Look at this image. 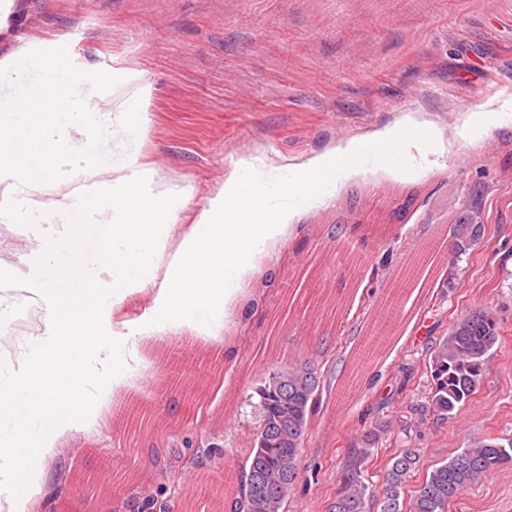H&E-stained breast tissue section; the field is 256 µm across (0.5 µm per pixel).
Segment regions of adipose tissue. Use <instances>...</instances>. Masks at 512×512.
<instances>
[{
	"instance_id": "1",
	"label": "adipose tissue",
	"mask_w": 512,
	"mask_h": 512,
	"mask_svg": "<svg viewBox=\"0 0 512 512\" xmlns=\"http://www.w3.org/2000/svg\"><path fill=\"white\" fill-rule=\"evenodd\" d=\"M23 10V0H0V42L11 45L0 54V118L28 122L31 94L51 92L54 119L40 134L62 151L43 178L0 160V223L66 225L83 250L98 252L101 260L73 275L76 253L50 237L28 261V291L44 311L42 331L29 339L30 353L50 370L77 358L83 382L66 392L65 404L49 394L34 411L29 365L0 367V386L13 392L8 416H0V512H36L46 484L44 470L22 473L17 468L18 456L10 447L20 434L19 423L40 436L41 452L49 459L73 432L103 426L106 400L128 386L132 366L141 360L140 341L163 339L177 326L208 342L221 340L247 277L294 224L330 207L362 175H379L397 185L422 181L429 168L415 164L416 153L428 141L441 147L447 143L445 126L427 113L410 112L393 126L364 134V142L375 149L370 161L337 166L345 153L338 145L287 166V179L269 180L262 193L250 188L255 166L243 155L226 173L223 191L208 200L178 245L164 234L142 238L138 221L143 212L167 224L177 219L181 207L180 197L155 193L157 173L140 162L148 127L127 118L146 111L150 83L131 69L121 94L100 81L74 84L71 67L52 69L41 61L55 53V45L15 38ZM58 181L69 185V192L43 203L41 193ZM158 276L163 284L156 288L152 282ZM144 291L150 292L151 305L140 322L116 321L114 313L126 297ZM86 293L95 329L66 338L61 301ZM19 482L29 490L22 501L15 495Z\"/></svg>"
}]
</instances>
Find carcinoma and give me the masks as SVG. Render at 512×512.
Here are the masks:
<instances>
[{
    "label": "carcinoma",
    "instance_id": "carcinoma-1",
    "mask_svg": "<svg viewBox=\"0 0 512 512\" xmlns=\"http://www.w3.org/2000/svg\"><path fill=\"white\" fill-rule=\"evenodd\" d=\"M484 230L480 224L453 225L448 263L478 243ZM501 339L500 323L487 309H471L454 319L448 336L428 353L426 411L445 420L465 408L480 389L486 363ZM324 385L319 362L307 358L276 367L255 388L260 424L248 451L249 470L224 478V495L234 503V512H287L311 423L322 411ZM362 393V375L351 365L336 392L339 404ZM381 433L379 427L367 429L348 448L327 512H448L467 489L512 463L511 435L474 441L428 466L423 451L403 448L386 460L375 492L367 472ZM422 468L423 479L410 486L413 473Z\"/></svg>",
    "mask_w": 512,
    "mask_h": 512
}]
</instances>
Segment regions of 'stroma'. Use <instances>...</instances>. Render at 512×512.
<instances>
[{
    "mask_svg": "<svg viewBox=\"0 0 512 512\" xmlns=\"http://www.w3.org/2000/svg\"><path fill=\"white\" fill-rule=\"evenodd\" d=\"M353 15L377 25L373 39ZM19 33L56 43L75 69L109 85L122 86L130 67L149 79L141 162L168 188L191 191L168 228L174 243L223 189L240 141L250 142L256 166L277 168L335 146L338 132L353 137L458 96L475 112H512V0H26ZM46 118L36 112L13 129L0 156L29 170L38 155H56L39 139ZM440 120L456 144L448 156L426 145L423 157L438 172L397 187L367 179L304 218L246 281L222 340L185 329L161 345L144 342L146 388L111 403L139 402L152 426L141 440L170 449L166 462L130 455L138 439L110 415L99 431L67 438L48 464L37 439L21 437L20 468L47 470L36 512H124L147 495L167 512H205L220 493L199 480L200 469L246 465L259 426L252 395L273 368L269 346L292 362L318 359L331 386L419 246L474 219L484 239L414 291L388 351L367 365L366 395L340 410L334 391H323L325 414L309 429L288 512H325L346 448L372 426L387 429L381 457L419 448L429 463L479 438L512 436V126L479 131L463 112ZM44 232L67 237L62 224L0 223V332L20 346L41 323V309L25 301V279ZM255 299L261 312L244 318ZM475 308L496 314L502 344L470 404L433 420L400 385L425 389L428 347ZM422 323L428 332L419 338ZM129 460L136 473L121 495H71L77 473ZM450 512H512V464L466 490Z\"/></svg>",
    "mask_w": 512,
    "mask_h": 512,
    "instance_id": "stroma-1",
    "label": "stroma"
}]
</instances>
